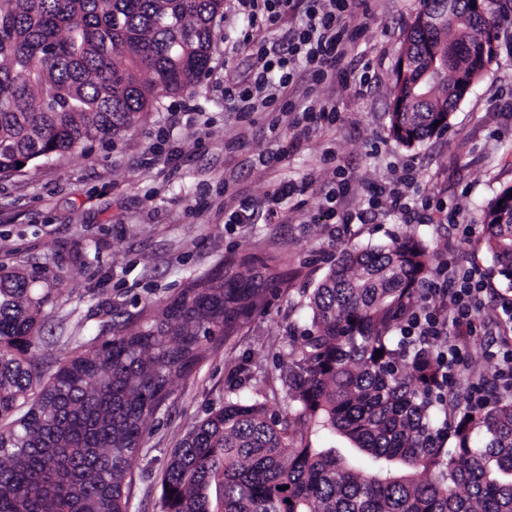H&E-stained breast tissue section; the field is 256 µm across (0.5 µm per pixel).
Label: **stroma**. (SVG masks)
Listing matches in <instances>:
<instances>
[{
	"label": "stroma",
	"instance_id": "35a3bbf8",
	"mask_svg": "<svg viewBox=\"0 0 512 512\" xmlns=\"http://www.w3.org/2000/svg\"><path fill=\"white\" fill-rule=\"evenodd\" d=\"M366 28L347 58L367 76L364 86L325 81L323 98L336 105L335 121H318L309 133L282 137L273 124L288 116L256 112L244 119L224 102V73H244L245 54L225 58L246 20L237 0H224L214 22L212 61L196 85L164 99L135 130L0 177V263L37 265L64 278L56 314L40 349L48 365L68 356L79 336L108 333L114 307L134 312L144 303L173 297L185 282L230 263L280 260V279L265 309L245 320L237 335L207 344L206 356L175 378L132 459L129 512H162V475L189 428L223 404L228 379L248 364L251 393L272 411L274 365L288 350V327L305 320L299 301L350 245L374 246L412 233L440 259L478 268L485 312L475 321L463 360L472 377L493 374L491 350L512 345V328L495 326L498 306L512 299L485 246L482 214L503 187L512 185V0H496L489 16L496 52L483 75L451 111L446 129L407 148L388 131L394 68L402 37L422 0H361ZM197 105L196 124L173 125L175 113ZM178 149L169 164L145 166L161 136ZM283 149L274 166L259 163ZM308 179L306 195L286 200L284 224H231L239 201L263 202L284 180ZM405 192L410 204L429 200L448 212L463 210L462 224L441 217L405 222L381 205L369 208L370 188ZM362 212L350 224L329 223L326 211ZM473 232L463 237V224Z\"/></svg>",
	"mask_w": 512,
	"mask_h": 512
}]
</instances>
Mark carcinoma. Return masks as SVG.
<instances>
[{"label":"carcinoma","instance_id":"1","mask_svg":"<svg viewBox=\"0 0 512 512\" xmlns=\"http://www.w3.org/2000/svg\"><path fill=\"white\" fill-rule=\"evenodd\" d=\"M403 38L389 135L412 148L448 127L453 94L489 21L469 0H422ZM224 0H3L0 176L135 129L208 69ZM483 212L512 287V210ZM433 254L406 234L344 250L307 295V322L279 356L284 411L246 398L239 367L224 404L186 432L163 474L164 512H512V384L444 387L446 342L402 335L423 310ZM279 258L195 277L111 335L76 342L48 371L36 351L63 280L0 264V512H128L127 477L174 377L264 309ZM382 355L375 356L376 351ZM339 434L364 456L312 445ZM453 448H444L447 440Z\"/></svg>","mask_w":512,"mask_h":512}]
</instances>
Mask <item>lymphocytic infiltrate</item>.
Wrapping results in <instances>:
<instances>
[{
    "mask_svg": "<svg viewBox=\"0 0 512 512\" xmlns=\"http://www.w3.org/2000/svg\"><path fill=\"white\" fill-rule=\"evenodd\" d=\"M249 10L250 33L240 46L250 58V82L228 79L224 100L242 114L266 111L278 105L280 111H300L301 121L334 117L336 108L320 96H312L304 108L292 102L288 88L294 66L304 61L313 71L314 83L333 76H345V58L365 27L356 11V0H240ZM280 35L279 49L267 46V38ZM483 279L471 268L449 285H437L432 304L420 329L426 341L460 335L471 327L482 306ZM452 296L451 311H443L439 300Z\"/></svg>",
    "mask_w": 512,
    "mask_h": 512,
    "instance_id": "1",
    "label": "lymphocytic infiltrate"
}]
</instances>
